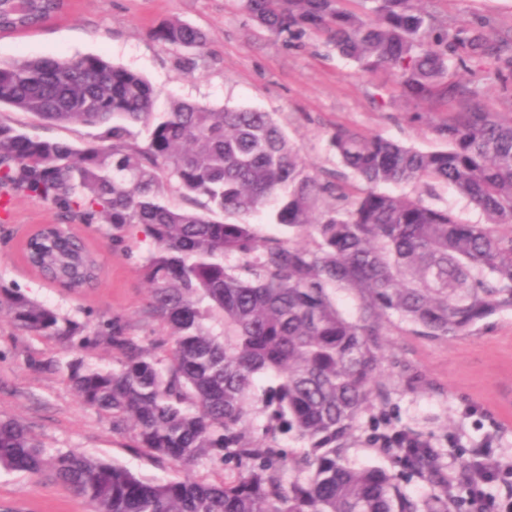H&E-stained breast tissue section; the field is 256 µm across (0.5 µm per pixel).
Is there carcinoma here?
I'll use <instances>...</instances> for the list:
<instances>
[{
    "instance_id": "carcinoma-1",
    "label": "carcinoma",
    "mask_w": 512,
    "mask_h": 512,
    "mask_svg": "<svg viewBox=\"0 0 512 512\" xmlns=\"http://www.w3.org/2000/svg\"><path fill=\"white\" fill-rule=\"evenodd\" d=\"M240 2L275 36H320L362 71L388 74L400 98L429 106L409 118L447 148L426 152L340 125L330 145L360 188L323 179L269 112L174 97L159 112V89L100 55L0 62V107L100 129L76 145L0 121V188L48 201L72 223L149 238V309L170 347L161 359L118 318L90 330L3 285L0 313L64 350L102 342L118 352V370L68 365L79 402L112 415L138 447L185 474L158 482L78 451L49 457L14 418H0V467L48 471L91 512H419L401 486L407 475L427 480L435 512H448V479L421 432L385 418L372 435L396 472L351 466L342 444L382 385L383 319L448 338L512 309V113L493 108L484 91L494 80L512 93V35L490 37L486 18L455 27L428 0ZM62 6L35 0L22 13L0 0V32L43 23ZM153 37L200 54L208 43L175 19ZM435 185L452 187L484 221L427 201ZM172 192L192 208L170 205ZM272 200L270 223L313 237V247L262 237L245 221ZM37 249L74 265L78 288L99 268L64 224L27 238L26 262ZM229 257L236 264L224 263ZM338 288L359 295L357 318L336 307ZM210 310L224 318V335L206 326ZM260 375L269 381L268 423L256 442L247 423ZM291 431L307 444L295 456L280 446ZM227 459L239 469L231 481L190 474L200 461ZM288 468L298 473L291 481Z\"/></svg>"
}]
</instances>
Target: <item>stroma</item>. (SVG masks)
Here are the masks:
<instances>
[{
	"label": "stroma",
	"instance_id": "35a3bbf8",
	"mask_svg": "<svg viewBox=\"0 0 512 512\" xmlns=\"http://www.w3.org/2000/svg\"><path fill=\"white\" fill-rule=\"evenodd\" d=\"M434 6L452 21L489 18L498 30H512V0H434ZM170 19L207 34L204 54L194 56L153 39V30ZM83 55H100L139 72L167 97L273 113L305 160L323 173L343 169L329 148L339 125L424 151L443 146L424 125L408 119L402 99L383 98L387 74L360 71L319 37L271 35L240 0H66L65 8L40 27L0 34L2 62ZM0 119L29 135L74 144L95 134L89 127L52 125L7 107L0 109ZM62 220L58 209L36 197L14 198L8 212L0 211V284L92 328L117 317L144 343L163 338L147 308L143 266L152 245L137 230L114 241L110 225H74L99 254L100 279L93 288L62 290L26 264L22 243L38 225ZM379 342L386 396L362 413L346 442L351 465L389 466L388 456L368 441L383 413L423 433L447 476L457 475L476 456L495 465L512 463V410L501 405L512 398V310L480 322L469 335L449 339L421 335L393 317L384 322ZM76 358L104 370L119 369L121 360L98 344L60 350L21 335L9 318H0V418L20 420L46 454L77 449L138 477L178 478L179 468L137 447L131 429L115 427L111 415L79 404L65 369ZM35 359L55 361L57 367L34 368ZM0 512H88V507L50 475L0 468Z\"/></svg>",
	"mask_w": 512,
	"mask_h": 512
}]
</instances>
